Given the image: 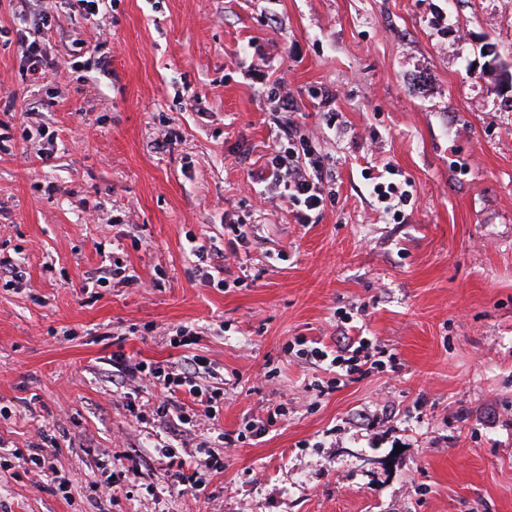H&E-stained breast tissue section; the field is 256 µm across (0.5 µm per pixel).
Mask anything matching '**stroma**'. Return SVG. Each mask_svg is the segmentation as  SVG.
Returning a JSON list of instances; mask_svg holds the SVG:
<instances>
[{
    "mask_svg": "<svg viewBox=\"0 0 512 512\" xmlns=\"http://www.w3.org/2000/svg\"><path fill=\"white\" fill-rule=\"evenodd\" d=\"M50 15L44 46L70 65L36 79L0 0V257L25 271L0 286V442L55 436L71 496L0 473V512H512V100L497 72L512 0H112L96 20L54 0ZM275 83L296 112L267 98ZM287 120L329 159L331 197L306 226L258 199ZM170 128L179 141L158 149ZM377 176L408 184L400 213ZM190 235L221 245L229 287L204 285ZM116 244L138 283L86 290ZM344 330L386 358L319 393L329 372L291 345L332 349ZM118 353L209 362L224 407L183 444H214L198 497H171L160 390L143 382L132 417L109 381ZM280 407L260 440L218 441ZM124 457L138 473L104 494Z\"/></svg>",
    "mask_w": 512,
    "mask_h": 512,
    "instance_id": "1",
    "label": "stroma"
}]
</instances>
